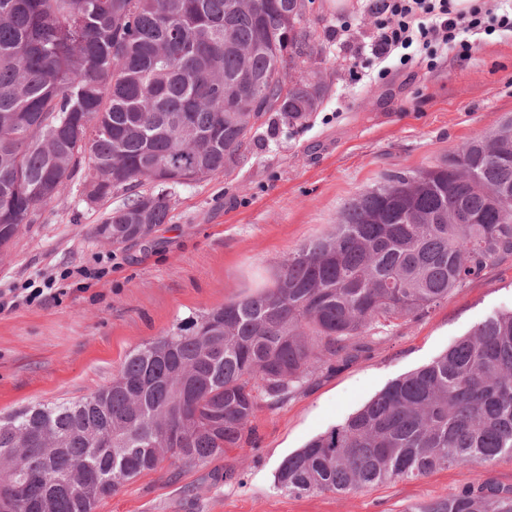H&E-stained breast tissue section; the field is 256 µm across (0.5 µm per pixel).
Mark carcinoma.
<instances>
[{
  "mask_svg": "<svg viewBox=\"0 0 512 512\" xmlns=\"http://www.w3.org/2000/svg\"><path fill=\"white\" fill-rule=\"evenodd\" d=\"M306 0H0V253L76 176L93 204L148 182L96 226L126 244L165 222L170 189L245 159L266 112L288 124L328 85ZM291 72L297 73L288 81ZM250 86L262 108L240 98ZM512 258V117L443 163L355 198L272 287L191 316L132 351L112 383L0 416V512H93L167 459L235 448L262 407L370 332L426 313ZM512 456V310L279 466L295 494L349 493ZM416 512H512L478 480Z\"/></svg>",
  "mask_w": 512,
  "mask_h": 512,
  "instance_id": "cac0c4a2",
  "label": "carcinoma"
}]
</instances>
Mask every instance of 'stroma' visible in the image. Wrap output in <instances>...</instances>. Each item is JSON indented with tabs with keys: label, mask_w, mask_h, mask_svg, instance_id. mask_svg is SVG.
<instances>
[{
	"label": "stroma",
	"mask_w": 512,
	"mask_h": 512,
	"mask_svg": "<svg viewBox=\"0 0 512 512\" xmlns=\"http://www.w3.org/2000/svg\"><path fill=\"white\" fill-rule=\"evenodd\" d=\"M368 0H312L308 23L329 83L298 124L267 113L247 160L172 190L164 224L115 248L91 229L125 195L86 203L69 182L0 256V292L40 288L43 301L0 312V414L74 402L108 385L134 349L183 319L272 286L302 244L333 231L340 212L397 172L434 167L512 116V35H482L469 61L367 64L355 43L375 18ZM350 41L337 44L340 24ZM91 277L79 280L76 269ZM512 308V260L487 269L420 318L377 330L352 362L309 376L262 407L240 448L204 462H161L101 499L95 512H414L476 479L512 486V457L452 466L353 493L296 496L275 473L289 454L357 412L394 380L432 363L487 316Z\"/></svg>",
	"instance_id": "obj_1"
}]
</instances>
